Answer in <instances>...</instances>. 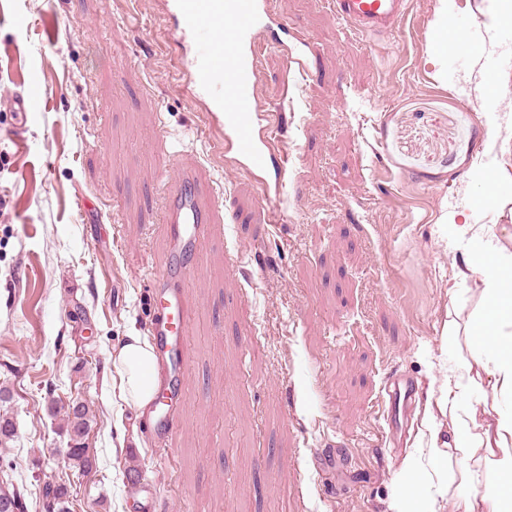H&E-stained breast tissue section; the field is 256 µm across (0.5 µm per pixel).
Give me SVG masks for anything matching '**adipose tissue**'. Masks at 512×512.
<instances>
[{
	"label": "adipose tissue",
	"mask_w": 512,
	"mask_h": 512,
	"mask_svg": "<svg viewBox=\"0 0 512 512\" xmlns=\"http://www.w3.org/2000/svg\"><path fill=\"white\" fill-rule=\"evenodd\" d=\"M459 235L479 240L477 253L465 255L456 276L478 277L476 315L454 325L465 346L441 385L437 403H425L423 423L436 471L446 474V492L456 512H512V409L491 406V399H512V240L490 229L457 225ZM112 367L118 396L146 409L160 388L157 360L148 338L125 336ZM473 402L462 403L464 394ZM447 414L448 433L440 435L438 414Z\"/></svg>",
	"instance_id": "adipose-tissue-1"
}]
</instances>
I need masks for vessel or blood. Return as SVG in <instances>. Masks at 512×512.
<instances>
[{
	"label": "vessel or blood",
	"mask_w": 512,
	"mask_h": 512,
	"mask_svg": "<svg viewBox=\"0 0 512 512\" xmlns=\"http://www.w3.org/2000/svg\"><path fill=\"white\" fill-rule=\"evenodd\" d=\"M337 15L359 33H382L392 29L403 14V0H331ZM171 22L169 38L182 46L176 56L178 79L191 103L201 105L205 127L229 163L246 173L265 169L276 151L271 110L255 112L250 90L260 74V57L268 42L266 33L283 24L270 8V0H163ZM298 74H305L306 41L279 42ZM42 103L39 89L12 95V111L27 114ZM169 223L183 226L179 248L195 243L200 225L212 223L192 187L173 194L167 208ZM169 310L153 323L155 352L167 359L181 353V336L175 314L186 307L178 292H171Z\"/></svg>",
	"instance_id": "1"
}]
</instances>
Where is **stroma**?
Instances as JSON below:
<instances>
[{"label":"stroma","mask_w":512,"mask_h":512,"mask_svg":"<svg viewBox=\"0 0 512 512\" xmlns=\"http://www.w3.org/2000/svg\"><path fill=\"white\" fill-rule=\"evenodd\" d=\"M389 34H359L330 0H271L310 44L300 80L266 49L257 96L288 156L278 201L210 150L172 74L160 0H0V470L45 512H392L430 468L419 424L478 305L456 278L455 224L512 236V144L488 143V99L512 122V10L406 0ZM462 32L431 54L436 15ZM40 88L20 116L9 95ZM26 147L16 150V131ZM194 170L215 222L193 255L165 221ZM498 173L502 206L473 200ZM281 208L285 223L267 222ZM188 307V368L161 437L118 408L113 351L150 335L168 284ZM412 385L397 422L385 390ZM86 400L95 463L79 475L50 401Z\"/></svg>","instance_id":"1"}]
</instances>
